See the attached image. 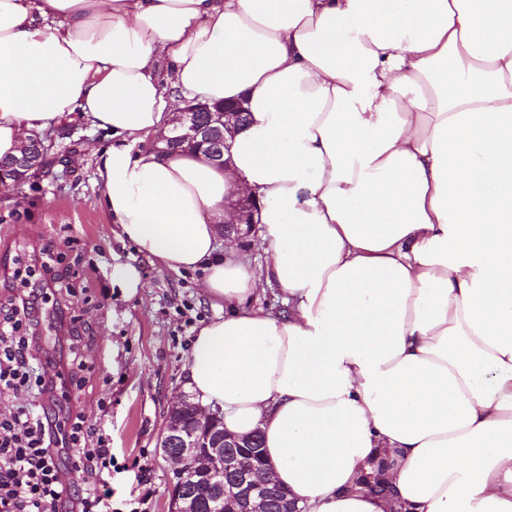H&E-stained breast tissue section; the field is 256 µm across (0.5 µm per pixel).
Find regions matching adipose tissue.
<instances>
[{
  "mask_svg": "<svg viewBox=\"0 0 512 512\" xmlns=\"http://www.w3.org/2000/svg\"><path fill=\"white\" fill-rule=\"evenodd\" d=\"M191 100L247 109L228 165L135 150ZM75 117L120 236L224 310L189 388L302 512H512V0H0V159ZM259 213L260 207H256L254 199L245 196L240 198L237 202L236 219L231 223L223 225L224 239H229L233 233L236 235L240 234L241 228L239 226H241V224H246V233L251 232L253 224H256L255 231L249 238L242 241L233 240L236 246V253L245 260H248L255 270H257L264 261L266 247L263 241L261 225L258 224L259 220L255 219V215H259Z\"/></svg>",
  "mask_w": 512,
  "mask_h": 512,
  "instance_id": "ef3b65f1",
  "label": "adipose tissue"
}]
</instances>
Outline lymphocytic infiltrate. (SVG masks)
<instances>
[{"label":"lymphocytic infiltrate","instance_id":"obj_1","mask_svg":"<svg viewBox=\"0 0 512 512\" xmlns=\"http://www.w3.org/2000/svg\"><path fill=\"white\" fill-rule=\"evenodd\" d=\"M32 301L0 317V394L18 399L16 410L0 418V512H109L112 492L97 477L112 465L104 435L87 427L81 413L64 422L50 420L27 401L48 383L32 363L30 350L39 342ZM65 448L82 476V487L67 483L55 460Z\"/></svg>","mask_w":512,"mask_h":512}]
</instances>
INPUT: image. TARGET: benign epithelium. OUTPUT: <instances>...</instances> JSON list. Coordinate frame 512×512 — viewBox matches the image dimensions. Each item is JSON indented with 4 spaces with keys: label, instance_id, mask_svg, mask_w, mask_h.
<instances>
[{
    "label": "benign epithelium",
    "instance_id": "7a95c632",
    "mask_svg": "<svg viewBox=\"0 0 512 512\" xmlns=\"http://www.w3.org/2000/svg\"><path fill=\"white\" fill-rule=\"evenodd\" d=\"M244 114L239 102L218 107L203 120L199 108L187 106L175 114L159 141L171 149L183 141L206 144L208 159L225 165ZM259 213L253 198H240L236 219L224 225V238L240 234L243 224L252 230ZM222 422L220 409L205 410L185 396L169 406L158 448L172 464L167 485L171 512H204L205 505L188 490L191 483L210 488L218 512H266L273 488L270 465L260 462L258 438L234 436L224 431Z\"/></svg>",
    "mask_w": 512,
    "mask_h": 512
}]
</instances>
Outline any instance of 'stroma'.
<instances>
[{
	"instance_id": "stroma-1",
	"label": "stroma",
	"mask_w": 512,
	"mask_h": 512,
	"mask_svg": "<svg viewBox=\"0 0 512 512\" xmlns=\"http://www.w3.org/2000/svg\"><path fill=\"white\" fill-rule=\"evenodd\" d=\"M51 139L45 167L0 195V307L9 308L19 292L16 257L38 266L53 253L52 286L38 305L41 340L31 355L53 374L77 349L89 370L69 397L46 393L35 401L60 415L78 408L87 425L109 438L113 464L103 479L113 507H137L139 467L146 463L153 489L147 512H163L170 464L157 443L164 413L188 392L193 336L222 311L203 294L202 272L166 269L114 232L98 203L93 154L111 145L110 132L76 119ZM128 266L139 273L137 288L119 276Z\"/></svg>"
}]
</instances>
